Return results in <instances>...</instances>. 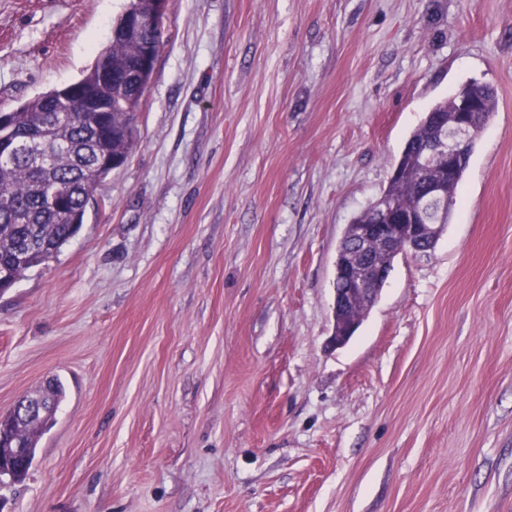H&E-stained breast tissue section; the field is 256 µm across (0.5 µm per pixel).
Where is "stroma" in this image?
I'll use <instances>...</instances> for the list:
<instances>
[{"mask_svg": "<svg viewBox=\"0 0 512 512\" xmlns=\"http://www.w3.org/2000/svg\"><path fill=\"white\" fill-rule=\"evenodd\" d=\"M127 0H0V112ZM494 87L434 249L333 332L412 131ZM127 162L0 294V413L65 390L0 512H512V0H168Z\"/></svg>", "mask_w": 512, "mask_h": 512, "instance_id": "obj_1", "label": "stroma"}]
</instances>
